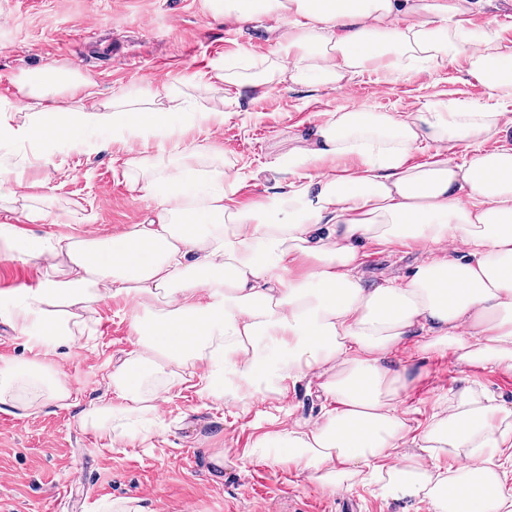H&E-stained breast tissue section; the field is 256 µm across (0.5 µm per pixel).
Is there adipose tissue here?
<instances>
[{"label": "adipose tissue", "instance_id": "1", "mask_svg": "<svg viewBox=\"0 0 512 512\" xmlns=\"http://www.w3.org/2000/svg\"><path fill=\"white\" fill-rule=\"evenodd\" d=\"M471 5L224 0L225 20L241 30L275 16V50L246 72L218 60L192 86L262 94L285 78L339 90L369 70L387 81L462 54L470 76L512 101V52L455 21ZM10 112L29 113L21 130ZM212 116L175 82L102 101L77 68L22 72L0 95V141L80 142L111 128L130 193L153 206L112 236L30 235L23 225L73 217L13 210L0 221V256H62L67 273L0 293V321L56 351L92 334L102 301L131 306L135 348L112 368L111 399L82 414L111 439L162 429L158 402L190 380L235 406L286 397L310 378L325 402L320 416L258 435L252 455L330 494L367 482L383 499L425 501L432 512H512V406L467 385L425 425L397 410L431 356L512 370V144L483 147L512 128V114L454 100L407 116L334 113L276 160L286 186L250 207L233 203L234 161L185 141ZM457 146L458 161L448 155ZM419 147L431 149L429 161L408 165ZM399 242L422 245L428 258L404 281L368 286L365 245ZM71 398L39 364L0 366V410L27 415Z\"/></svg>", "mask_w": 512, "mask_h": 512}]
</instances>
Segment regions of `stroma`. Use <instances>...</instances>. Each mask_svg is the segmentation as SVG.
<instances>
[{"label": "stroma", "instance_id": "35a3bbf8", "mask_svg": "<svg viewBox=\"0 0 512 512\" xmlns=\"http://www.w3.org/2000/svg\"><path fill=\"white\" fill-rule=\"evenodd\" d=\"M216 0H0V93L21 71L53 61L91 75L101 98L135 92L166 81L185 82L220 58L248 54L257 60L274 43L272 18L238 31L217 16ZM468 27L489 30L512 51V0L466 15ZM441 100L477 107L495 97L468 73L465 56L428 71L380 83L367 72L346 89L313 90L281 79L257 96L221 92L204 95L205 106L223 111L220 123L194 127L189 139L236 159L235 200L249 206L282 185L275 160L296 147V135L328 113L365 107L410 113ZM112 131L85 147H50L46 166L27 176L30 195L46 211H73L72 224H32L38 235L120 233L143 221L149 203L129 193L119 164L112 161ZM426 257L419 247L371 246L361 267L365 281L403 280ZM95 333L67 353L33 345L0 322V364L38 363L62 374L77 402L50 405L20 416L0 410V512H112L130 502L143 512H432L428 503L387 501L373 485L359 483L336 493L250 455L255 436L320 414L315 384L300 382L283 399L255 400L226 408L186 383L161 402L167 430L145 441H111L84 427V409L105 401L113 365L132 350L128 307L104 301ZM486 387L512 403V372L460 371L452 359L434 358L404 395L398 409L425 423L436 403L466 382Z\"/></svg>", "mask_w": 512, "mask_h": 512}]
</instances>
